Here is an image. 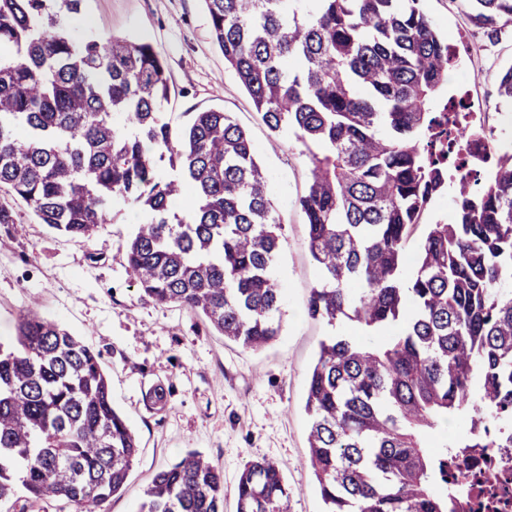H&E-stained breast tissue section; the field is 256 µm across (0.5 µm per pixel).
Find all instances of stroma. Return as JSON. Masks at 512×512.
<instances>
[{"label":"stroma","instance_id":"stroma-1","mask_svg":"<svg viewBox=\"0 0 512 512\" xmlns=\"http://www.w3.org/2000/svg\"><path fill=\"white\" fill-rule=\"evenodd\" d=\"M430 19L462 52L457 68L475 107L504 145H512L495 109L496 73L512 64V26L490 41L465 21L459 0H423ZM79 33L134 37L166 61L172 97L165 112L173 126L210 108L233 114L271 177V198L283 222L276 276L286 289L282 330L253 353L225 341L203 319L141 297L126 270V243L137 209L117 204L111 223L85 240H71L37 223L27 204L0 189L13 221L0 224V340L12 342L20 315L36 308L103 354L112 405L129 421L138 452L121 495L103 512H138L161 468L187 451L224 471V512H235L236 484L247 460H278L294 490L293 512H322L318 484L307 465V375L319 344L332 332L352 334L306 313L318 278L305 247L296 200L309 171L290 134L270 135L251 98L210 34L202 0H85L65 16ZM163 385L167 402L156 409L148 395Z\"/></svg>","mask_w":512,"mask_h":512}]
</instances>
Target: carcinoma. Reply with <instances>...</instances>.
<instances>
[{"label": "carcinoma", "instance_id": "1", "mask_svg": "<svg viewBox=\"0 0 512 512\" xmlns=\"http://www.w3.org/2000/svg\"><path fill=\"white\" fill-rule=\"evenodd\" d=\"M84 0H0V187L39 223L88 239L122 200L142 219L127 269L159 305L258 351L281 331L282 224L269 174L228 112L165 121L170 77L150 43L86 38ZM210 32L268 129L295 138L310 180L297 205L319 278L307 314L356 324L308 377L309 467L326 512H463L455 460L512 448V150L448 92L455 51L422 0H203ZM487 39L512 0H461ZM512 102V65L497 73ZM168 158L172 176L159 174ZM455 219L425 225L434 199ZM462 429L432 445L430 433ZM137 453L100 352L30 309L0 342V507L47 499L100 512ZM282 468L248 461L236 512H291ZM139 512H224V475L189 451Z\"/></svg>", "mask_w": 512, "mask_h": 512}]
</instances>
